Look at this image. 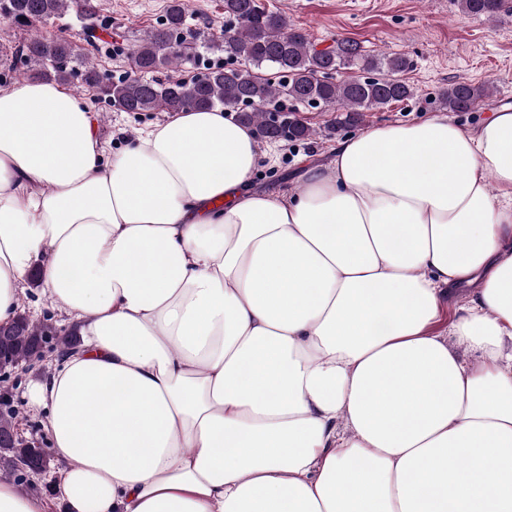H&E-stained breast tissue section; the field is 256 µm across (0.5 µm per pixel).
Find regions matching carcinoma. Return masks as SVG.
<instances>
[{"label":"carcinoma","mask_w":512,"mask_h":512,"mask_svg":"<svg viewBox=\"0 0 512 512\" xmlns=\"http://www.w3.org/2000/svg\"><path fill=\"white\" fill-rule=\"evenodd\" d=\"M88 0H0V20L19 28L45 24L70 7L86 13ZM467 15L492 20L502 0H456ZM224 14L234 25L211 40L209 48L224 53L238 67L209 66L190 81L155 76L163 68H178L192 57L183 36L187 12L184 0H170L165 21L147 30L127 49L130 70L105 82L89 54L65 36L40 32L18 43L30 78L68 82L74 78L97 92V98L123 112H177L222 107L238 112L242 123L255 126L272 138L302 141L312 130L281 105L283 100L341 112L344 122L358 124L365 112L378 111L393 102L415 97L416 90L401 74L410 67L402 54H367L359 44L341 39L336 47L319 50L304 32L288 26L285 18L266 10L259 0H224ZM356 69L364 76L336 80L328 73ZM491 84L456 81L438 90L430 103L450 112H472L492 98ZM282 114L280 128L270 130L272 114ZM16 331L0 334V371L27 363L43 345L54 340L56 350L77 344L71 332L61 334L49 323H32L17 317ZM35 455L32 448L0 449V473L15 471L16 457Z\"/></svg>","instance_id":"1"}]
</instances>
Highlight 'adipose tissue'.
I'll use <instances>...</instances> for the list:
<instances>
[{
  "mask_svg": "<svg viewBox=\"0 0 512 512\" xmlns=\"http://www.w3.org/2000/svg\"><path fill=\"white\" fill-rule=\"evenodd\" d=\"M278 158L219 109L114 150L66 86L0 88V325L36 272L80 336L25 391L54 496L0 512H512V106L250 191ZM470 288H452L449 292V306H448V288H446V295L444 297V306H445V314L446 317L442 320V322L435 325L434 329L438 333L448 334V327L450 319L448 320V309L451 314H453L454 310H458V314L462 312L459 311V308L466 305L468 300V293Z\"/></svg>",
  "mask_w": 512,
  "mask_h": 512,
  "instance_id": "adipose-tissue-1",
  "label": "adipose tissue"
}]
</instances>
